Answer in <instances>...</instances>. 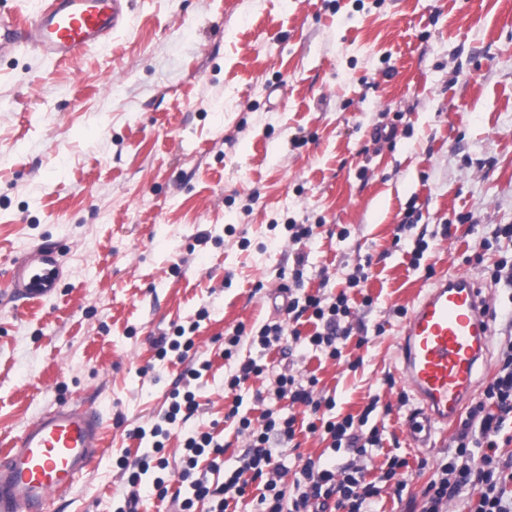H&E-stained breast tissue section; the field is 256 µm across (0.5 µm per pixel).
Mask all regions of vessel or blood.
Masks as SVG:
<instances>
[{"mask_svg": "<svg viewBox=\"0 0 512 512\" xmlns=\"http://www.w3.org/2000/svg\"><path fill=\"white\" fill-rule=\"evenodd\" d=\"M130 0H46L33 16H0V54L27 46L54 61L107 43L129 17ZM62 267L55 249L38 247L10 272L15 300L29 304L55 293ZM494 310L480 284L455 273L437 278L418 298L399 337L400 373L419 402L408 428L414 445L430 444L436 425L462 412L488 372ZM102 448L93 403L43 412L0 451V512H52Z\"/></svg>", "mask_w": 512, "mask_h": 512, "instance_id": "1", "label": "vessel or blood"}]
</instances>
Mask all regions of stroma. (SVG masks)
Listing matches in <instances>:
<instances>
[{"instance_id":"obj_1","label":"stroma","mask_w":512,"mask_h":512,"mask_svg":"<svg viewBox=\"0 0 512 512\" xmlns=\"http://www.w3.org/2000/svg\"><path fill=\"white\" fill-rule=\"evenodd\" d=\"M291 224L310 238L293 243ZM512 0H131L127 23L66 62L21 49L0 58V444L61 403L101 415L98 459L55 512H116L141 449L134 438L191 386L198 407L161 455L177 470L185 440L210 432L234 470L249 440L226 414L276 405L278 375L318 380L338 413L369 417L382 433L373 463L396 454L408 492L380 491L377 512H411L457 425L413 447L417 408L400 375L398 340L416 295L441 274L481 283L496 311L491 353L512 318ZM210 241H203V234ZM428 249L419 266L411 251ZM54 243L63 279L39 305L8 286L13 261ZM341 360L284 337L269 352L250 340L285 320L275 296H336L359 265ZM371 306H364L363 296ZM208 317L184 358L158 359L155 337ZM197 320V319H196ZM244 327L237 360L224 338ZM257 359L238 394L224 380ZM210 361L206 376L187 370ZM277 448L278 486L292 492L311 459L346 461L305 428ZM143 475L137 512H180Z\"/></svg>"}]
</instances>
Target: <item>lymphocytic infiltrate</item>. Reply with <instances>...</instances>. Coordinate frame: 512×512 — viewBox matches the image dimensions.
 Listing matches in <instances>:
<instances>
[{
  "label": "lymphocytic infiltrate",
  "mask_w": 512,
  "mask_h": 512,
  "mask_svg": "<svg viewBox=\"0 0 512 512\" xmlns=\"http://www.w3.org/2000/svg\"><path fill=\"white\" fill-rule=\"evenodd\" d=\"M288 312L293 320L303 315L314 319L316 330L308 341L314 349L329 358L341 359L343 348L352 335L351 327L345 326L344 318L351 314L347 293H339L334 301L324 302L321 296H306L304 302H289ZM316 378L302 382L293 376L278 375L275 394L277 399L289 404H300L318 413L320 408H335V401H321L313 396ZM484 399L473 406L460 422L452 459L439 462L433 477L421 492V512H446L449 501L463 488H471L475 494L469 512H512V500L505 496V469L490 456L475 460L476 448L496 447L504 423L512 417V337L508 338L502 352L499 368L487 384ZM167 409L159 414L151 428H138L137 439L151 438L152 448L160 450L170 435L180 415H192L197 409L193 391H173ZM241 398H234L228 412L229 418L238 423L239 432L248 434L250 446L241 464L221 484L211 485L206 478L196 476L201 459H209L210 469H217V457L223 456L224 448L211 433H203L189 439L186 454L177 473L179 482L189 483L196 498H211L216 502L212 512H226L232 497H244L250 480H262L261 493L257 498L258 512H369L373 497L379 495L385 485H393L395 493H403L408 483L403 472L407 462L403 457H386L378 470L368 465L375 450L382 445L378 428L369 427V415L377 405L369 403L364 413L331 417L322 422H308L309 432H321L330 441L333 451L350 452L351 457L341 464H329L308 460L294 481L293 494H285L275 479L270 478L273 461L271 440L291 443L296 435L295 415H280L278 410L266 408L261 417V427H253L248 414L242 413Z\"/></svg>",
  "instance_id": "f902f5d3"
}]
</instances>
